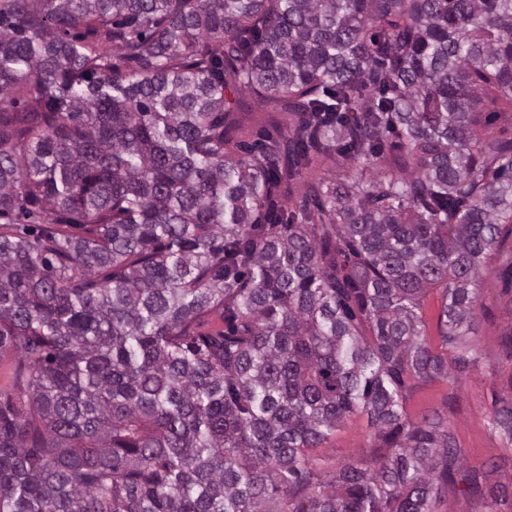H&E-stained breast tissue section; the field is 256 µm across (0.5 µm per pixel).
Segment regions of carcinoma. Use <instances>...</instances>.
Instances as JSON below:
<instances>
[{"instance_id":"obj_1","label":"carcinoma","mask_w":512,"mask_h":512,"mask_svg":"<svg viewBox=\"0 0 512 512\" xmlns=\"http://www.w3.org/2000/svg\"><path fill=\"white\" fill-rule=\"evenodd\" d=\"M120 53L112 54V47ZM287 112L255 148L237 95ZM28 107L17 110L16 98ZM512 0H0V512H438L407 419L512 224ZM343 179L291 185L332 154ZM219 312L224 330L200 333ZM364 412L386 453L311 467ZM512 447V407L497 413ZM489 114L488 135L505 140H512V110ZM442 292L439 289L431 288L426 291L422 299L423 319L426 324L427 338L436 353H445L442 348V339L439 336L437 318L441 306ZM28 363L15 352L0 353V397H7L14 391L17 381H23L27 373Z\"/></svg>"}]
</instances>
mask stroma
Returning <instances> with one entry per match:
<instances>
[{
  "instance_id": "35a3bbf8",
  "label": "stroma",
  "mask_w": 512,
  "mask_h": 512,
  "mask_svg": "<svg viewBox=\"0 0 512 512\" xmlns=\"http://www.w3.org/2000/svg\"><path fill=\"white\" fill-rule=\"evenodd\" d=\"M275 114V107L258 94H241L237 116L242 141L251 144L258 140ZM480 288L475 333L448 349L442 346L437 325L442 292L435 288L426 291L423 319L433 349L454 356L473 348L478 357L466 371L448 379L411 382L404 408L413 421L435 412L447 419L463 452L465 471L483 472L485 492L508 486L498 512H512V449L507 448L495 425L497 409L512 403V348L505 343L506 336L512 335V270L501 261H491ZM377 453L376 431L367 415L358 412L339 424L322 447L312 449L310 457L322 474L331 476L344 463L371 459Z\"/></svg>"
}]
</instances>
